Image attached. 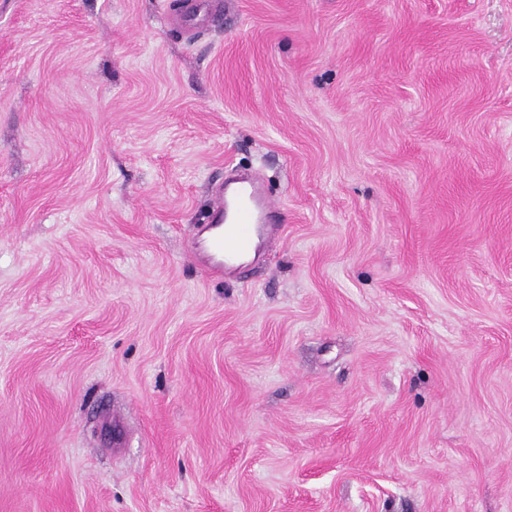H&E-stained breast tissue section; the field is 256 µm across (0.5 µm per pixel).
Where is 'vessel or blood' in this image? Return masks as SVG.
Wrapping results in <instances>:
<instances>
[{
	"instance_id": "obj_1",
	"label": "vessel or blood",
	"mask_w": 512,
	"mask_h": 512,
	"mask_svg": "<svg viewBox=\"0 0 512 512\" xmlns=\"http://www.w3.org/2000/svg\"><path fill=\"white\" fill-rule=\"evenodd\" d=\"M271 213L259 173L247 174L216 192L209 222L201 227L209 235L215 277L233 273L256 237L275 234L277 227L270 222Z\"/></svg>"
}]
</instances>
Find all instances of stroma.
I'll list each match as a JSON object with an SVG mask.
<instances>
[{
	"mask_svg": "<svg viewBox=\"0 0 512 512\" xmlns=\"http://www.w3.org/2000/svg\"><path fill=\"white\" fill-rule=\"evenodd\" d=\"M0 512H512V0H0ZM272 211L264 199L262 177L257 172L215 193L209 223L203 224L197 235L211 234L208 249L215 277L233 273L240 257L252 249L255 237L270 238L275 234L278 227L269 223Z\"/></svg>",
	"mask_w": 512,
	"mask_h": 512,
	"instance_id": "stroma-1",
	"label": "stroma"
}]
</instances>
